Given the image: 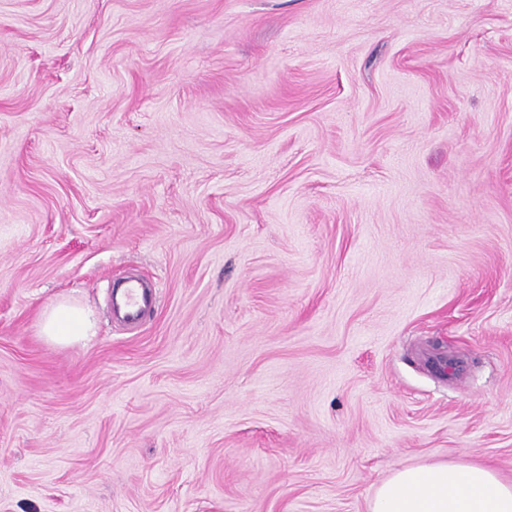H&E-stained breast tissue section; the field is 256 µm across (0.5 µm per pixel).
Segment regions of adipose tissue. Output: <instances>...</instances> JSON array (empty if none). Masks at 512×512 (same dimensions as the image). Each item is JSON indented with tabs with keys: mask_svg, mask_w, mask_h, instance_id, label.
<instances>
[{
	"mask_svg": "<svg viewBox=\"0 0 512 512\" xmlns=\"http://www.w3.org/2000/svg\"><path fill=\"white\" fill-rule=\"evenodd\" d=\"M92 329L86 311L68 303L54 306L42 322L43 335L57 342L81 338ZM368 512H512V482L485 464L403 467L377 487Z\"/></svg>",
	"mask_w": 512,
	"mask_h": 512,
	"instance_id": "ef3b65f1",
	"label": "adipose tissue"
}]
</instances>
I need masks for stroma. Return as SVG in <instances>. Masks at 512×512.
Returning <instances> with one entry per match:
<instances>
[{"mask_svg": "<svg viewBox=\"0 0 512 512\" xmlns=\"http://www.w3.org/2000/svg\"><path fill=\"white\" fill-rule=\"evenodd\" d=\"M457 461L512 481V0H0V512ZM113 290V308L131 324H138L156 304L154 285L141 276L123 279ZM93 329L89 315L78 306L60 303L43 318L42 334L57 342L88 336Z\"/></svg>", "mask_w": 512, "mask_h": 512, "instance_id": "obj_1", "label": "stroma"}]
</instances>
